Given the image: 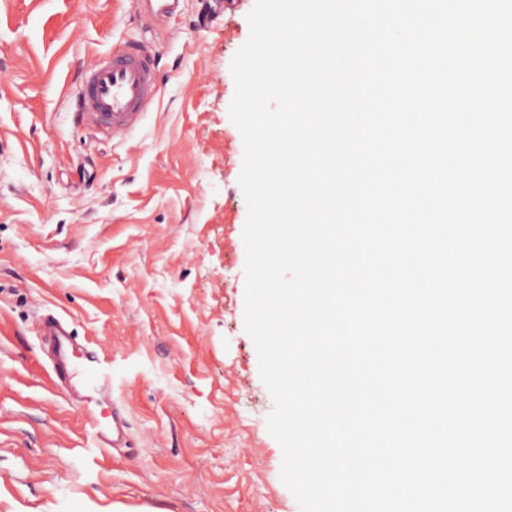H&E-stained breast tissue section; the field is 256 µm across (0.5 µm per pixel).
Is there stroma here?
I'll list each match as a JSON object with an SVG mask.
<instances>
[{
	"label": "stroma",
	"mask_w": 512,
	"mask_h": 512,
	"mask_svg": "<svg viewBox=\"0 0 512 512\" xmlns=\"http://www.w3.org/2000/svg\"><path fill=\"white\" fill-rule=\"evenodd\" d=\"M253 5L203 28L189 0L169 35L130 0H0V512H300L244 328L230 64ZM123 40L151 46L161 94L115 144L64 88ZM40 313L102 348L122 447L58 385Z\"/></svg>",
	"instance_id": "obj_1"
}]
</instances>
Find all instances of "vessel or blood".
<instances>
[{
    "instance_id": "vessel-or-blood-1",
    "label": "vessel or blood",
    "mask_w": 512,
    "mask_h": 512,
    "mask_svg": "<svg viewBox=\"0 0 512 512\" xmlns=\"http://www.w3.org/2000/svg\"><path fill=\"white\" fill-rule=\"evenodd\" d=\"M181 0H149L148 27L171 29ZM160 86L152 56L145 44L126 41L111 45L107 52L82 69L76 85L67 94L75 124L93 135L124 141L144 120L148 107L158 98ZM40 328L52 336L56 347V378L74 380L79 402L87 414L99 443L119 433V420L106 423L99 417L105 380L99 371L97 348L77 343L66 323L42 316Z\"/></svg>"
}]
</instances>
